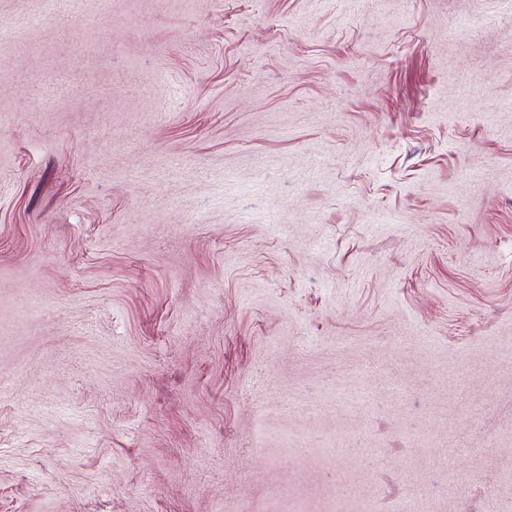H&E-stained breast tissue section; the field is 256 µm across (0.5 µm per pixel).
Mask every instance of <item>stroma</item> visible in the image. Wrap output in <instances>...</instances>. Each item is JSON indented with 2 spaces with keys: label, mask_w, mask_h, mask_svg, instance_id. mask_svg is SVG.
Instances as JSON below:
<instances>
[{
  "label": "stroma",
  "mask_w": 512,
  "mask_h": 512,
  "mask_svg": "<svg viewBox=\"0 0 512 512\" xmlns=\"http://www.w3.org/2000/svg\"><path fill=\"white\" fill-rule=\"evenodd\" d=\"M0 0V512H504L507 0Z\"/></svg>",
  "instance_id": "35a3bbf8"
}]
</instances>
